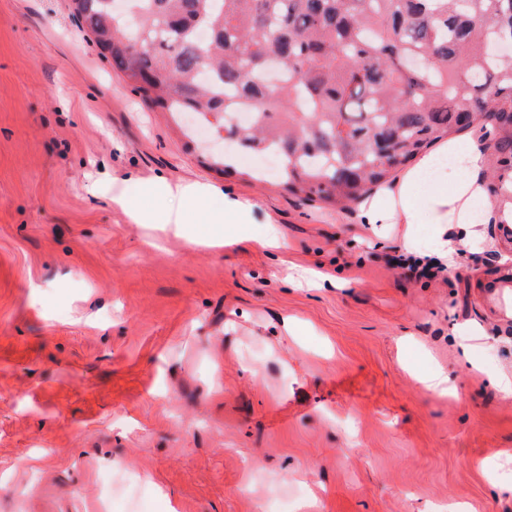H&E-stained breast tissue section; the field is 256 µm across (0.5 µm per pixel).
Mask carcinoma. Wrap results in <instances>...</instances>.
Returning <instances> with one entry per match:
<instances>
[{"label":"carcinoma","instance_id":"cac0c4a2","mask_svg":"<svg viewBox=\"0 0 512 512\" xmlns=\"http://www.w3.org/2000/svg\"><path fill=\"white\" fill-rule=\"evenodd\" d=\"M70 8L145 103L223 120L234 146L282 157L289 193L341 209L479 124L486 198L512 224V53L490 51L512 0H130L135 39L105 0Z\"/></svg>","mask_w":512,"mask_h":512}]
</instances>
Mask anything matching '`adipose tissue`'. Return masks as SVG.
Returning <instances> with one entry per match:
<instances>
[{
	"mask_svg": "<svg viewBox=\"0 0 512 512\" xmlns=\"http://www.w3.org/2000/svg\"><path fill=\"white\" fill-rule=\"evenodd\" d=\"M485 156L478 142L445 141L425 155L390 187L382 189L363 205L366 223L377 224H465L473 203L484 195ZM455 179L453 193L442 192V184ZM437 184V192L418 196L416 190L426 183ZM109 201L129 212L136 223L159 224L173 235L196 240L192 213H202L206 224H248L252 221L253 202L232 194H219L216 187L198 183L170 184L158 179L141 184L138 193L106 188ZM175 198L178 210H156L152 200Z\"/></svg>",
	"mask_w": 512,
	"mask_h": 512,
	"instance_id": "obj_1",
	"label": "adipose tissue"
}]
</instances>
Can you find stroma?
Instances as JSON below:
<instances>
[{
  "mask_svg": "<svg viewBox=\"0 0 512 512\" xmlns=\"http://www.w3.org/2000/svg\"><path fill=\"white\" fill-rule=\"evenodd\" d=\"M250 168L203 165L68 0H0V512H512L503 228L415 278L393 260L437 225ZM130 176L258 206L198 246L100 194Z\"/></svg>",
  "mask_w": 512,
  "mask_h": 512,
  "instance_id": "1",
  "label": "stroma"
}]
</instances>
